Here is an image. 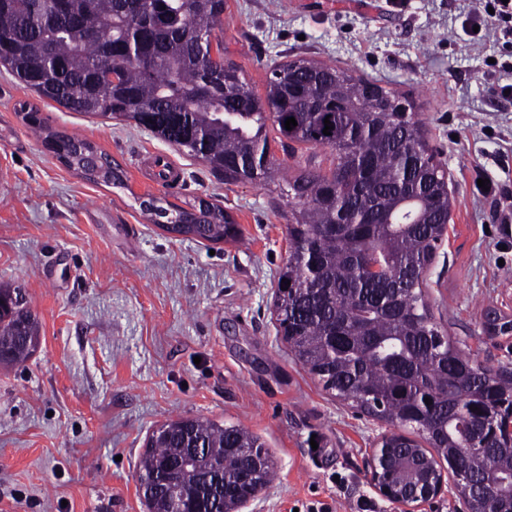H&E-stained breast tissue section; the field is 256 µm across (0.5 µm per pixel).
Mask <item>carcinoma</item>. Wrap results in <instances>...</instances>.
<instances>
[{
  "instance_id": "carcinoma-1",
  "label": "carcinoma",
  "mask_w": 512,
  "mask_h": 512,
  "mask_svg": "<svg viewBox=\"0 0 512 512\" xmlns=\"http://www.w3.org/2000/svg\"><path fill=\"white\" fill-rule=\"evenodd\" d=\"M34 0H0V66L40 99L71 112L158 121L152 132L203 161L226 183L265 184L274 174L267 122L284 143L335 152L328 173L288 179V257L278 273L275 314L297 360L337 399L408 431L386 448H432L465 456L476 485L471 512H512V454L489 440L473 413L512 406V373L467 356L443 335L425 299L426 272L454 204L448 176L420 126L403 120L397 92L300 57L276 66L257 104L231 62L215 67L208 39L224 31V0H64L50 19ZM91 31L92 41L80 30ZM297 126L288 131L286 119ZM329 134H323L324 119ZM45 144L86 178L125 186L119 164L76 136L46 133ZM169 233L218 243L237 238L223 208L146 205ZM40 344V324L19 285L0 284V364L19 366ZM431 399L432 404L425 403ZM260 438L212 419L168 420L147 437L139 460L146 512H170L155 475L181 462L177 479L200 487L201 506L225 512L224 480L238 475L241 448Z\"/></svg>"
}]
</instances>
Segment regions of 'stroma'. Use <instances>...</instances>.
Returning a JSON list of instances; mask_svg holds the SVG:
<instances>
[{
	"instance_id": "1",
	"label": "stroma",
	"mask_w": 512,
	"mask_h": 512,
	"mask_svg": "<svg viewBox=\"0 0 512 512\" xmlns=\"http://www.w3.org/2000/svg\"><path fill=\"white\" fill-rule=\"evenodd\" d=\"M475 0H224V57L257 97L271 69L304 56L353 68L404 95L455 197L426 273L431 314L479 362L512 369V75L488 67L497 29H461ZM94 143L126 187L66 167L27 125ZM265 184L225 183L131 120L40 100L0 67V282L25 288L41 343L21 366H0V512H145L137 464L149 433L182 416L259 436L277 476L255 512H392L369 484L376 438L392 425L326 392L272 319L288 256L284 176L329 170L330 149L299 144ZM168 156L181 184L153 181L145 155ZM487 188H479V180ZM204 199L241 234L213 244L168 233L142 204Z\"/></svg>"
}]
</instances>
